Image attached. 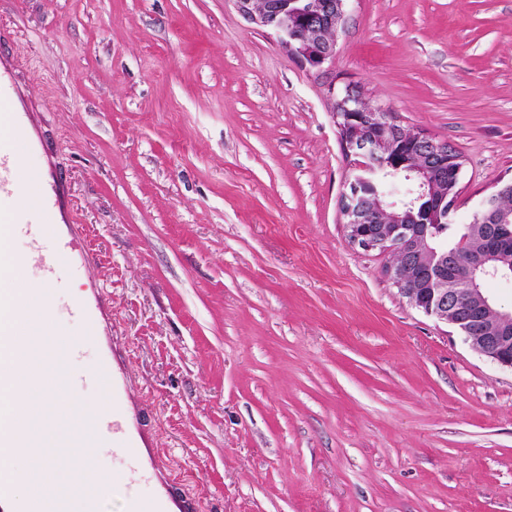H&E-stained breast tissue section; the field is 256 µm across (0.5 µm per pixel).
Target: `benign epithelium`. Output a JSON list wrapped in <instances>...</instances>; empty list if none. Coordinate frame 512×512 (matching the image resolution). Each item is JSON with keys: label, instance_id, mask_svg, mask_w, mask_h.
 <instances>
[{"label": "benign epithelium", "instance_id": "obj_1", "mask_svg": "<svg viewBox=\"0 0 512 512\" xmlns=\"http://www.w3.org/2000/svg\"><path fill=\"white\" fill-rule=\"evenodd\" d=\"M237 10L257 28L275 37L300 63L320 70L336 56L338 32L347 18L348 0H233ZM331 112L339 139L350 158V174L341 198L349 242L366 252L394 254L386 275L409 305L461 333L478 354L512 369V311L498 309L482 288L487 278L512 279L499 263L512 248V226L497 211L504 183L482 199L477 211L484 248L459 258L457 248L435 246L452 223L454 201L463 169L460 155L448 156V142L421 130L407 129L388 107L367 101L354 83L336 91L329 87ZM419 146L420 164L406 169V178H419L417 201L424 205L407 213L378 192L390 175L391 158L401 134Z\"/></svg>", "mask_w": 512, "mask_h": 512}]
</instances>
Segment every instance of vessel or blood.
Masks as SVG:
<instances>
[{
	"instance_id": "obj_1",
	"label": "vessel or blood",
	"mask_w": 512,
	"mask_h": 512,
	"mask_svg": "<svg viewBox=\"0 0 512 512\" xmlns=\"http://www.w3.org/2000/svg\"><path fill=\"white\" fill-rule=\"evenodd\" d=\"M22 67L18 55L0 56V394L5 397L0 403V449L5 450L36 449L44 444L43 436L20 419L15 405L7 401L20 387L45 386L50 369V361L41 351L21 342L17 327L26 324L29 335H40L44 319L38 309L52 302L62 272L80 270L96 258L86 243L89 233L78 223L56 167L25 171L20 166L34 133L27 122L31 103L17 81ZM61 215L68 221L63 229L56 225ZM18 239L29 245L20 260L9 249ZM34 268L42 276L44 289L40 292L22 287ZM71 314L86 324L89 333H106L108 355L96 371H79L75 361L81 346L72 343L65 353L66 385L73 391L90 384L105 386L107 403L91 416L82 434L60 440V447L95 448L104 442L111 445L113 456L123 461L111 483L96 490V503L116 497L123 501L125 512H198L200 502L190 495L186 479L169 474L160 449L141 445L147 437L146 416L127 405L131 375L121 360V339L110 333L112 319L104 297L73 303ZM147 481L155 485L149 495L142 491ZM17 482L10 464L1 461L0 512H12Z\"/></svg>"
}]
</instances>
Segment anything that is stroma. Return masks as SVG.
Returning <instances> with one entry per match:
<instances>
[{"mask_svg":"<svg viewBox=\"0 0 512 512\" xmlns=\"http://www.w3.org/2000/svg\"><path fill=\"white\" fill-rule=\"evenodd\" d=\"M126 341L133 405L200 512H512V370L353 247L329 83L512 181V0H350L310 72L233 0H0ZM78 362L98 367L101 340Z\"/></svg>","mask_w":512,"mask_h":512,"instance_id":"obj_1","label":"stroma"}]
</instances>
